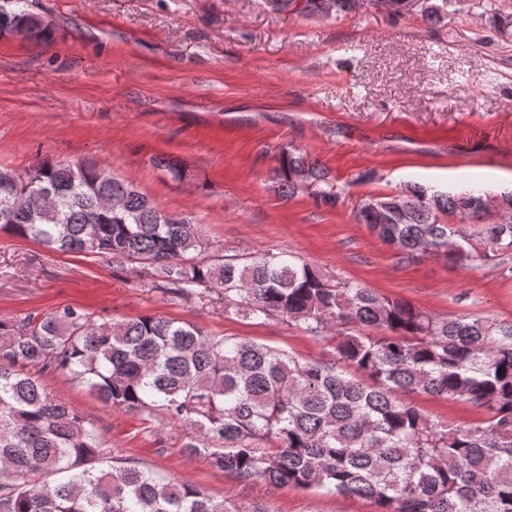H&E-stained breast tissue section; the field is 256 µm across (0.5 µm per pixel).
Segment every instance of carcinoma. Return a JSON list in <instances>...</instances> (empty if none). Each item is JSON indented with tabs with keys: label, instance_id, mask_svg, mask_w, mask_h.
Masks as SVG:
<instances>
[{
	"label": "carcinoma",
	"instance_id": "cac0c4a2",
	"mask_svg": "<svg viewBox=\"0 0 512 512\" xmlns=\"http://www.w3.org/2000/svg\"><path fill=\"white\" fill-rule=\"evenodd\" d=\"M346 11L352 0H309ZM44 44L49 23L27 0H0V36ZM279 193L336 205L342 190L306 152L280 154ZM512 194L445 193L419 184L362 200L354 220L402 258L442 256L459 270L512 254ZM0 232L47 250L140 263L174 294L224 312L331 334L334 355L301 361L162 317L97 322L79 307L0 318V512H270L210 496L137 466H114L95 424L55 399L60 371L109 407L160 410L202 439L213 467L319 494L368 497L379 512H512V323L442 318L287 253L208 260L194 220L163 210L92 159L0 167ZM411 394L486 412L450 426Z\"/></svg>",
	"mask_w": 512,
	"mask_h": 512
}]
</instances>
